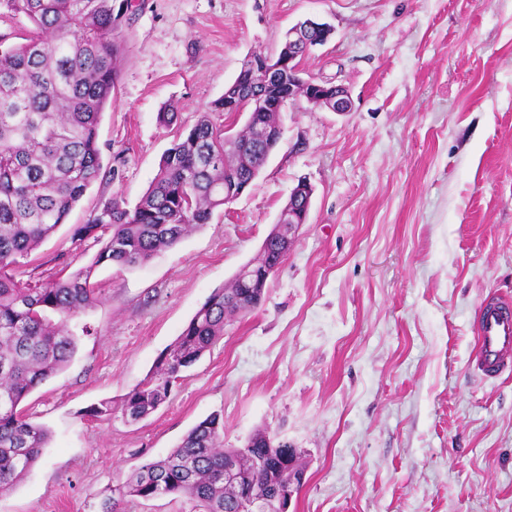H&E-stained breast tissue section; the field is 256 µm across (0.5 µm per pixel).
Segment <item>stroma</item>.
Listing matches in <instances>:
<instances>
[{
  "label": "stroma",
  "instance_id": "stroma-1",
  "mask_svg": "<svg viewBox=\"0 0 512 512\" xmlns=\"http://www.w3.org/2000/svg\"><path fill=\"white\" fill-rule=\"evenodd\" d=\"M95 180L16 277L90 262L101 199L134 206L164 151L295 23L333 28L302 62L352 112L305 98L251 189L136 268L97 267L69 366L21 407L50 441L0 512H99L212 414L224 445L267 431L305 483L289 512H512V376L472 369L481 301L512 300V0H132ZM178 114L162 125L166 107ZM308 219L254 311L131 423L119 405L215 289L256 258L298 180ZM112 402L111 415L89 417Z\"/></svg>",
  "mask_w": 512,
  "mask_h": 512
}]
</instances>
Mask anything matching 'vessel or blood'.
Returning <instances> with one entry per match:
<instances>
[{"mask_svg":"<svg viewBox=\"0 0 512 512\" xmlns=\"http://www.w3.org/2000/svg\"><path fill=\"white\" fill-rule=\"evenodd\" d=\"M478 350L475 364L488 379L512 373V301L485 300L476 327Z\"/></svg>","mask_w":512,"mask_h":512,"instance_id":"b4317fda","label":"vessel or blood"}]
</instances>
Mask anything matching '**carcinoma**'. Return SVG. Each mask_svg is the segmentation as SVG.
<instances>
[{
    "label": "carcinoma",
    "instance_id": "obj_1",
    "mask_svg": "<svg viewBox=\"0 0 512 512\" xmlns=\"http://www.w3.org/2000/svg\"><path fill=\"white\" fill-rule=\"evenodd\" d=\"M114 0H0V21L23 17L21 42L0 49V490L21 481L49 442L47 429L31 423L25 397L63 371L77 351L71 321L97 301L95 267L131 268L177 245L224 207V190L239 173L262 167L270 144L282 135L279 112L288 101V59L281 75L260 83L263 54L243 63L237 91L210 103L190 129L163 154L150 185L129 209L116 199L101 203L73 240L100 248L91 262L67 276L16 278L17 270L66 223L98 178V130L115 86L121 56L112 40ZM259 91L253 119L270 141L252 144L243 128L227 138L213 112H236L243 95ZM110 233L108 238L102 234ZM288 233L267 236L257 269H276L288 256ZM264 293L239 277L215 290L195 313L154 375L122 401V415L137 422L170 396L175 380L224 336L233 317L256 309ZM239 454L234 482L224 483V455ZM288 488V449L264 433L241 448L224 447V420L215 414L192 427L163 459L142 465L120 484L121 498L101 512H119L122 499L188 496L199 512H224L235 492Z\"/></svg>",
    "mask_w": 512,
    "mask_h": 512
}]
</instances>
